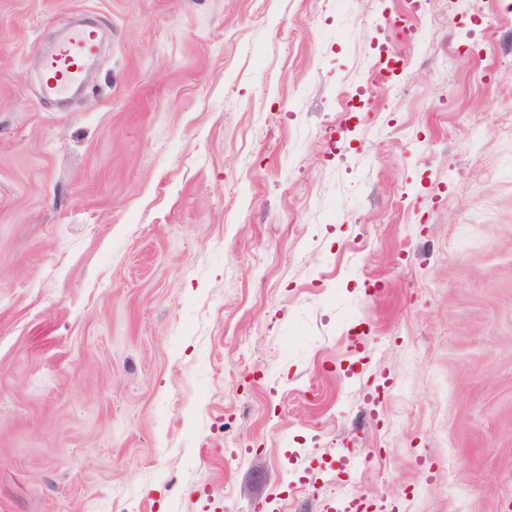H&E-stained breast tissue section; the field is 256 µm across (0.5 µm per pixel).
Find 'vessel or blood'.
I'll return each mask as SVG.
<instances>
[{
	"instance_id": "vessel-or-blood-1",
	"label": "vessel or blood",
	"mask_w": 512,
	"mask_h": 512,
	"mask_svg": "<svg viewBox=\"0 0 512 512\" xmlns=\"http://www.w3.org/2000/svg\"><path fill=\"white\" fill-rule=\"evenodd\" d=\"M99 33L79 26L70 29L43 60L42 87L46 95L66 96L80 83L87 63L97 53Z\"/></svg>"
}]
</instances>
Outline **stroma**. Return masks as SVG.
<instances>
[{
	"mask_svg": "<svg viewBox=\"0 0 512 512\" xmlns=\"http://www.w3.org/2000/svg\"><path fill=\"white\" fill-rule=\"evenodd\" d=\"M400 8L0 0V512H512V9ZM99 33L79 26L70 29L43 60L42 87L46 95L66 96L80 83L87 63L97 53ZM404 61L400 57H374L364 69L363 75L371 85L387 84L388 79L397 71L402 70Z\"/></svg>",
	"mask_w": 512,
	"mask_h": 512,
	"instance_id": "35a3bbf8",
	"label": "stroma"
}]
</instances>
